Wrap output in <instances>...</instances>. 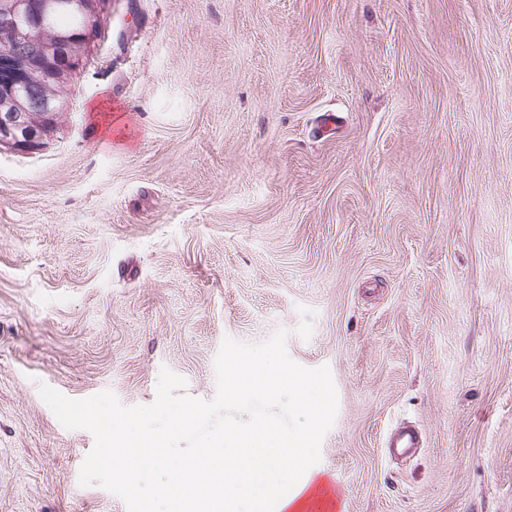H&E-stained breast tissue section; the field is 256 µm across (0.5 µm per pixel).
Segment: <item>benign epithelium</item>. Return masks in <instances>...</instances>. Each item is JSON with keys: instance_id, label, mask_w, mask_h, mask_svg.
<instances>
[{"instance_id": "benign-epithelium-1", "label": "benign epithelium", "mask_w": 512, "mask_h": 512, "mask_svg": "<svg viewBox=\"0 0 512 512\" xmlns=\"http://www.w3.org/2000/svg\"><path fill=\"white\" fill-rule=\"evenodd\" d=\"M11 9L0 15V31L13 36L11 43L0 48V147L16 150L36 149L53 135L49 123L54 107L48 101L34 103L13 90L28 82L24 64L36 59L35 68L44 75L71 72L82 56L75 49L77 38L72 33H60L53 42H43L20 33L27 25L44 14L71 10L86 18L100 16L102 0H11Z\"/></svg>"}]
</instances>
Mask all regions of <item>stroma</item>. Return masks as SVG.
Segmentation results:
<instances>
[{
	"label": "stroma",
	"instance_id": "35a3bbf8",
	"mask_svg": "<svg viewBox=\"0 0 512 512\" xmlns=\"http://www.w3.org/2000/svg\"><path fill=\"white\" fill-rule=\"evenodd\" d=\"M66 95L0 148V512H127L39 384L208 401L281 328L311 512H512V0H106ZM421 445V433L418 428L411 424H406L392 432L386 443L387 448L395 454L409 453L413 448H420Z\"/></svg>",
	"mask_w": 512,
	"mask_h": 512
}]
</instances>
